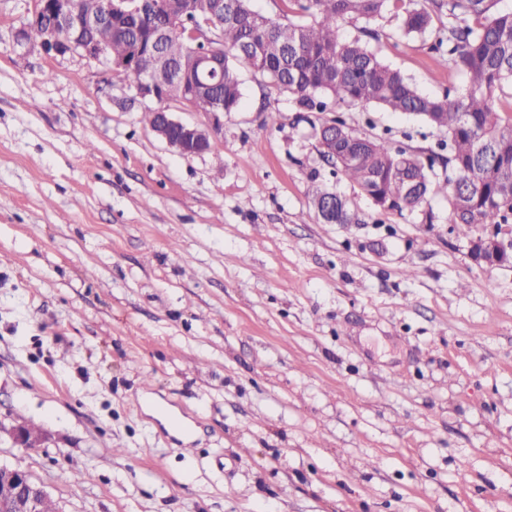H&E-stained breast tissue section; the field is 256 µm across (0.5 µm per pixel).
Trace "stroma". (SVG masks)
<instances>
[{
	"instance_id": "obj_1",
	"label": "stroma",
	"mask_w": 512,
	"mask_h": 512,
	"mask_svg": "<svg viewBox=\"0 0 512 512\" xmlns=\"http://www.w3.org/2000/svg\"><path fill=\"white\" fill-rule=\"evenodd\" d=\"M31 6L0 0V424L46 440L0 439V465L62 512H512V266L471 259L487 228L443 196L377 214L321 157L325 113L246 68L217 147L180 156L103 64L16 66ZM341 32L426 94L466 90L434 33ZM314 183L360 223H322ZM40 431V429L29 428L24 424H17L12 426L7 434L14 445L20 448H35L39 447L44 441V437L39 433Z\"/></svg>"
}]
</instances>
